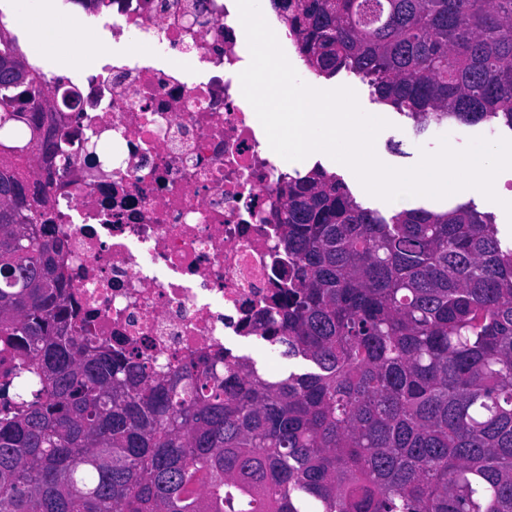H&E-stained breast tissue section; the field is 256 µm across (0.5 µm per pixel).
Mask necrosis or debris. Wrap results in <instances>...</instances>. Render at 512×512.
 Instances as JSON below:
<instances>
[{"label": "necrosis or debris", "instance_id": "1", "mask_svg": "<svg viewBox=\"0 0 512 512\" xmlns=\"http://www.w3.org/2000/svg\"><path fill=\"white\" fill-rule=\"evenodd\" d=\"M78 22L108 30L112 63L90 60L77 84L39 72L38 108L61 152L29 154L26 167L67 246L72 306L117 354L172 369L233 355L259 338L288 263L276 247L283 171L237 80L236 0H110ZM131 44L209 75L191 83L129 61Z\"/></svg>", "mask_w": 512, "mask_h": 512}]
</instances>
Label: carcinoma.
I'll return each mask as SVG.
<instances>
[{"label": "carcinoma", "mask_w": 512, "mask_h": 512, "mask_svg": "<svg viewBox=\"0 0 512 512\" xmlns=\"http://www.w3.org/2000/svg\"><path fill=\"white\" fill-rule=\"evenodd\" d=\"M324 77L415 132L512 130V0H270ZM0 28V512H512V239L468 202L389 217L317 167L282 180L272 376L161 371L86 334L47 197L55 154ZM33 212L43 221L30 223Z\"/></svg>", "instance_id": "carcinoma-1"}]
</instances>
